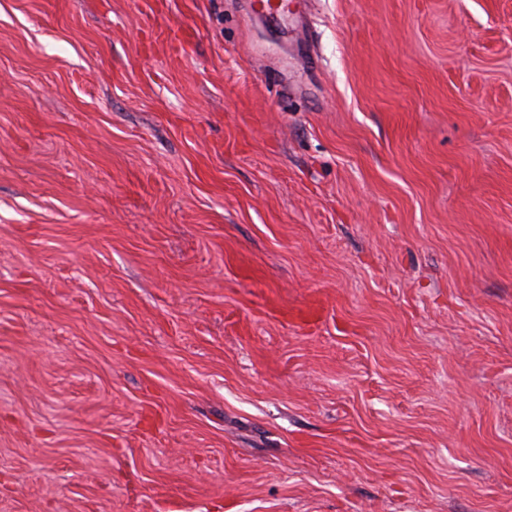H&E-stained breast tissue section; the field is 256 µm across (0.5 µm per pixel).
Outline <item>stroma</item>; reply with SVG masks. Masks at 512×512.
I'll return each instance as SVG.
<instances>
[{
    "instance_id": "35a3bbf8",
    "label": "stroma",
    "mask_w": 512,
    "mask_h": 512,
    "mask_svg": "<svg viewBox=\"0 0 512 512\" xmlns=\"http://www.w3.org/2000/svg\"><path fill=\"white\" fill-rule=\"evenodd\" d=\"M0 512H512V0H0ZM304 1L298 0H260L258 5L260 11L271 18L288 17L290 14H297Z\"/></svg>"
}]
</instances>
